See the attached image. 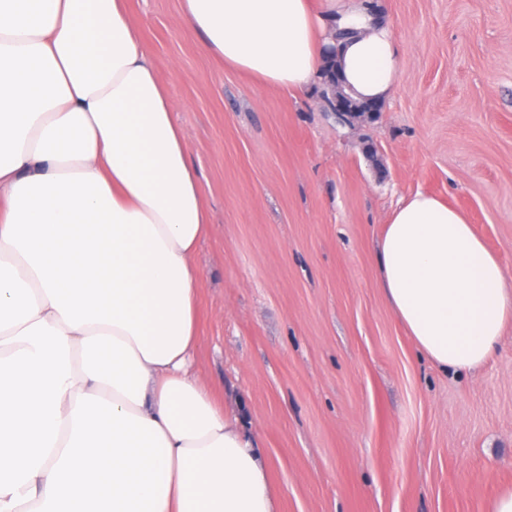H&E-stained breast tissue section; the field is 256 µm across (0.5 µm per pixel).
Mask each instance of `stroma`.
<instances>
[{"label":"stroma","mask_w":512,"mask_h":512,"mask_svg":"<svg viewBox=\"0 0 512 512\" xmlns=\"http://www.w3.org/2000/svg\"><path fill=\"white\" fill-rule=\"evenodd\" d=\"M405 58L377 116L341 121L207 56L179 0H130L201 174L198 368L257 439L279 512H491L512 489V323L446 372L379 287L393 202L470 220L512 270V0H369Z\"/></svg>","instance_id":"obj_1"}]
</instances>
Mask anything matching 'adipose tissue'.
Masks as SVG:
<instances>
[{
	"label": "adipose tissue",
	"mask_w": 512,
	"mask_h": 512,
	"mask_svg": "<svg viewBox=\"0 0 512 512\" xmlns=\"http://www.w3.org/2000/svg\"><path fill=\"white\" fill-rule=\"evenodd\" d=\"M206 54L297 98L336 62L386 100L404 61L365 0H180ZM129 0H0V512H277L256 438L199 374L201 176ZM378 283L415 346L474 371L512 320L500 258L425 192Z\"/></svg>",
	"instance_id": "ef3b65f1"
}]
</instances>
